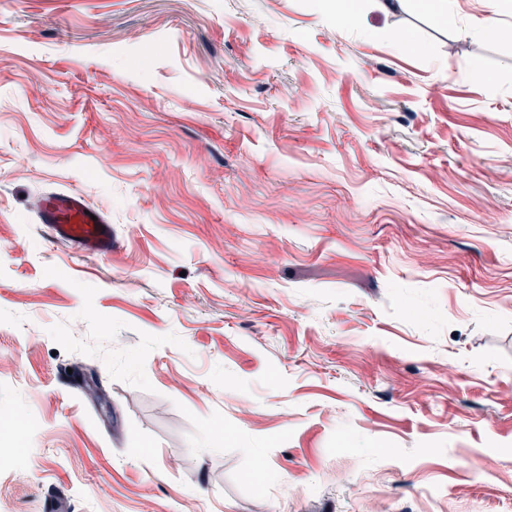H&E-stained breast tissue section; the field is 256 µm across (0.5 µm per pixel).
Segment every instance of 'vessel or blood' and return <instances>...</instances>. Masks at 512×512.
Listing matches in <instances>:
<instances>
[{
	"label": "vessel or blood",
	"mask_w": 512,
	"mask_h": 512,
	"mask_svg": "<svg viewBox=\"0 0 512 512\" xmlns=\"http://www.w3.org/2000/svg\"><path fill=\"white\" fill-rule=\"evenodd\" d=\"M86 197L78 192H50L37 203L39 222L53 240L80 254L112 250V226L104 214L90 216Z\"/></svg>",
	"instance_id": "1"
}]
</instances>
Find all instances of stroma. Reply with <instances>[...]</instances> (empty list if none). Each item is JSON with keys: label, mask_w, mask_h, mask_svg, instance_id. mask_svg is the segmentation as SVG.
Segmentation results:
<instances>
[{"label": "stroma", "mask_w": 512, "mask_h": 512, "mask_svg": "<svg viewBox=\"0 0 512 512\" xmlns=\"http://www.w3.org/2000/svg\"><path fill=\"white\" fill-rule=\"evenodd\" d=\"M448 13L0 0V512H512V0ZM89 211V214H85ZM39 223L53 240L80 254L103 255L112 251V225L79 192H50L37 203ZM90 214L96 216L91 219Z\"/></svg>", "instance_id": "35a3bbf8"}]
</instances>
